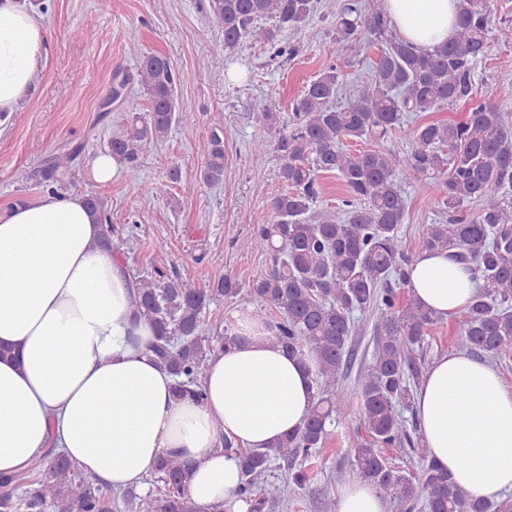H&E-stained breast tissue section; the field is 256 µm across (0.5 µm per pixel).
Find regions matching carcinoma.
I'll return each instance as SVG.
<instances>
[{
  "instance_id": "cac0c4a2",
  "label": "carcinoma",
  "mask_w": 512,
  "mask_h": 512,
  "mask_svg": "<svg viewBox=\"0 0 512 512\" xmlns=\"http://www.w3.org/2000/svg\"><path fill=\"white\" fill-rule=\"evenodd\" d=\"M209 15L222 26V50L233 53L245 42L259 43L276 57H294L296 48L286 34L297 32L317 10V0H207ZM491 0H459L451 41L419 50L391 25L386 13L371 9L369 0H347L336 15V31L326 45L330 65L293 102V117L274 144L252 143L261 161L268 150L280 159L284 189L269 205L275 221L262 224L240 247L272 255V271L252 282L250 293L275 309L262 320L265 330L286 351L314 362V400L302 428L285 435L273 448L242 449L224 438V452L239 459L242 482L237 496L251 512H290L285 486L262 481L274 460L289 466L313 456L327 437L326 424L345 421L348 396L340 383L347 366L346 348L354 329L353 314L380 311L375 324L373 359L360 371L361 424L368 438L352 448L364 480L374 484L387 509L396 512H506L508 505L491 498H473L430 456L406 427L404 412L413 410V386L422 367L411 355L440 318L409 297L400 299L393 284H407L411 260L400 226L407 199L403 185L424 180L430 203L441 215L426 226L421 238L425 252H446L471 264L478 290L466 307L460 327L462 344L479 357L503 360L512 355V204H497L488 196L512 188V129L504 107L512 104V83L492 96L478 94L477 66L491 49ZM272 20L265 26L262 20ZM365 39L381 44L371 81L355 84L349 101L335 103L349 65L352 43ZM127 53L138 63V85L149 100L147 120L139 121L138 97L122 94L126 81L112 90L132 113L131 122L109 143L116 161L137 162L145 146L168 137L175 121L177 76L170 58L145 53L136 40ZM463 104L459 123L417 124L408 149L379 146L389 132L412 115L437 112ZM354 140L373 145L348 148ZM206 184L224 180V142L214 130L200 145ZM76 151L48 159L50 191L73 180ZM334 172L345 188L339 209H319V175ZM481 201L475 212L467 206ZM88 206L109 224L108 203L96 192ZM135 312L147 319L156 335L152 350L158 361L178 378L175 397H203L200 377L209 357L224 344L239 339L227 324L224 335L212 336L204 310L220 297L238 296L242 288L214 268L208 287L195 288L177 278L163 282H133ZM384 448L407 449L420 465L408 474L388 461ZM191 461L160 455L152 469L163 483L144 496L129 490L123 498L133 512H198L187 493ZM36 487L27 496L28 512H108L102 489L62 457L52 466L34 469ZM17 476L0 477L7 487L0 494V512H17L10 487Z\"/></svg>"
}]
</instances>
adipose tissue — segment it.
Segmentation results:
<instances>
[{
    "mask_svg": "<svg viewBox=\"0 0 512 512\" xmlns=\"http://www.w3.org/2000/svg\"><path fill=\"white\" fill-rule=\"evenodd\" d=\"M457 0H384L398 33L427 49L451 40ZM45 29L22 0H0V112L27 98L41 70ZM103 226L82 193H47L0 210V474L16 476L51 452L106 490L141 485L159 455L192 460L188 495L200 512L237 499V460L220 446L269 448L302 427L312 364L264 334L226 345L205 367L204 397L175 400L155 359L150 324L133 315L125 264L101 247ZM412 296L449 319L477 282L447 254L409 268ZM420 437L472 496L512 491V389L460 350L437 357L414 392Z\"/></svg>",
    "mask_w": 512,
    "mask_h": 512,
    "instance_id": "obj_1",
    "label": "adipose tissue"
}]
</instances>
